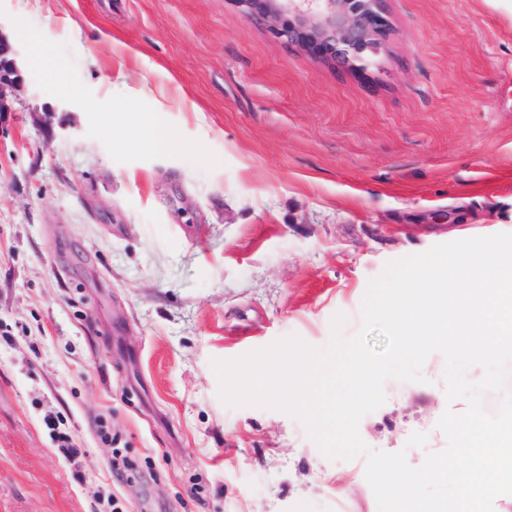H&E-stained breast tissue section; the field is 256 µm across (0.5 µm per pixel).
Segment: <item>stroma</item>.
Masks as SVG:
<instances>
[{"instance_id":"35a3bbf8","label":"stroma","mask_w":512,"mask_h":512,"mask_svg":"<svg viewBox=\"0 0 512 512\" xmlns=\"http://www.w3.org/2000/svg\"><path fill=\"white\" fill-rule=\"evenodd\" d=\"M385 9L347 70L235 0H0V512H378L364 457L227 407L211 362L325 346L388 262L512 233V0ZM158 113L196 153L139 148ZM444 368L386 381L371 449H445ZM19 52L8 36L0 30V123L12 110V101L23 84Z\"/></svg>"}]
</instances>
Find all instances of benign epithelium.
<instances>
[{"label":"benign epithelium","instance_id":"1","mask_svg":"<svg viewBox=\"0 0 512 512\" xmlns=\"http://www.w3.org/2000/svg\"><path fill=\"white\" fill-rule=\"evenodd\" d=\"M245 18L315 57L348 68L376 64L387 49L385 0H236ZM19 52L0 30V123L23 84Z\"/></svg>","mask_w":512,"mask_h":512}]
</instances>
